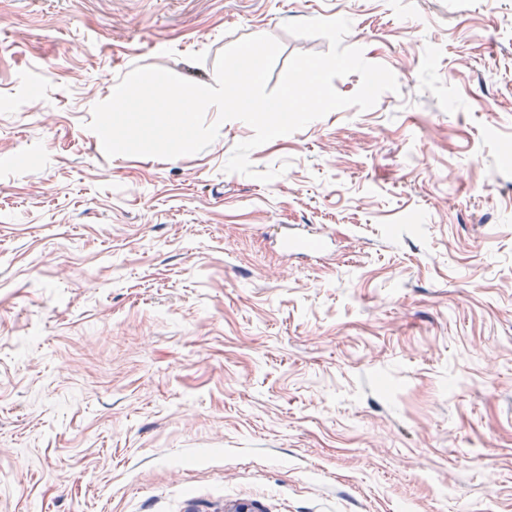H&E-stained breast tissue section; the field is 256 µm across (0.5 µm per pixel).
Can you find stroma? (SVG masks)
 Returning a JSON list of instances; mask_svg holds the SVG:
<instances>
[{
	"label": "stroma",
	"mask_w": 512,
	"mask_h": 512,
	"mask_svg": "<svg viewBox=\"0 0 512 512\" xmlns=\"http://www.w3.org/2000/svg\"><path fill=\"white\" fill-rule=\"evenodd\" d=\"M345 17L399 89L106 157L133 67L268 81ZM323 241L284 252L283 234ZM512 512V0H0V512Z\"/></svg>",
	"instance_id": "1"
}]
</instances>
